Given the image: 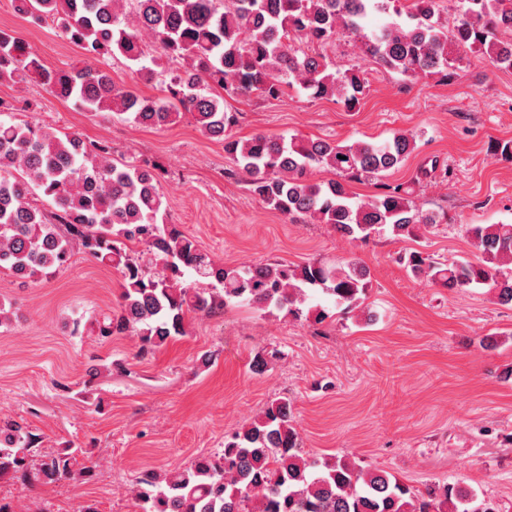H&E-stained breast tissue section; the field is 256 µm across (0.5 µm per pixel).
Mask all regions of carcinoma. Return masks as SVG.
I'll use <instances>...</instances> for the list:
<instances>
[{
    "label": "carcinoma",
    "instance_id": "obj_1",
    "mask_svg": "<svg viewBox=\"0 0 512 512\" xmlns=\"http://www.w3.org/2000/svg\"><path fill=\"white\" fill-rule=\"evenodd\" d=\"M16 14L55 22L89 63L69 70L44 65L19 37L0 32V80H32L85 112L111 111L140 127L174 122L184 114L199 130L224 141V152L248 177L251 191L292 221L328 224L343 238L366 240L387 233L412 240L444 214L425 211L413 188L383 185L368 201L349 191L351 180L379 179L399 168L415 149L414 136L396 133L383 143L322 139L285 140L232 133L237 116L224 96L255 91L279 99L295 86L314 98L337 97L354 108L365 89L360 71H331L325 44L337 36L358 43L379 67L407 77L453 75L452 63L477 54L512 69V0H461L453 26L436 18L435 0H414L406 18L366 33L372 12L391 0H11ZM184 63L179 74L158 71L151 47ZM104 57L123 58L146 79H161L165 95L145 97L112 81ZM0 98V268L22 280L64 267L74 246L116 269L121 302L99 327L108 338L138 337L147 354L186 333V316H214L235 303L284 310L298 317L319 291L336 305L356 308L369 270L357 262L336 266L306 262L230 268L214 262L166 211L156 167L148 160L116 162L105 140L62 137L12 119ZM326 167L332 179L314 182ZM40 196L52 210L40 207ZM475 259L451 264L414 250L402 261L414 275L448 288L483 285L498 303L512 305V224H471ZM140 244L141 250L133 249ZM202 280L211 288L197 287ZM281 352L257 354L250 370L263 375ZM37 437L21 423L0 418V475L26 476ZM79 449L41 461L47 482L82 477L73 470ZM134 493L142 512H496L492 503L460 484L423 491L389 472L338 457L311 458L292 424V404L269 403L261 416L224 437V448L190 467L160 477L143 471Z\"/></svg>",
    "mask_w": 512,
    "mask_h": 512
}]
</instances>
